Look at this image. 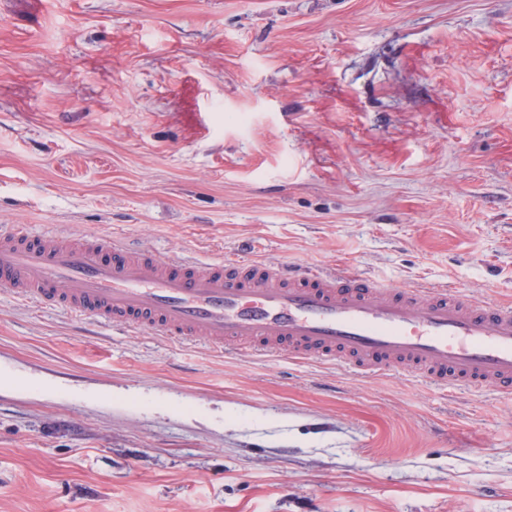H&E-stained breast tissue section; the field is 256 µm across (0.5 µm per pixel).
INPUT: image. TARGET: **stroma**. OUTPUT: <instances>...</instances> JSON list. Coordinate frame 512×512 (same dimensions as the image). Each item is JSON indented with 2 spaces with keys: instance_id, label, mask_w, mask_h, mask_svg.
I'll return each mask as SVG.
<instances>
[{
  "instance_id": "obj_1",
  "label": "stroma",
  "mask_w": 512,
  "mask_h": 512,
  "mask_svg": "<svg viewBox=\"0 0 512 512\" xmlns=\"http://www.w3.org/2000/svg\"><path fill=\"white\" fill-rule=\"evenodd\" d=\"M1 224L512 303V0H0ZM0 512H512V398L0 288Z\"/></svg>"
}]
</instances>
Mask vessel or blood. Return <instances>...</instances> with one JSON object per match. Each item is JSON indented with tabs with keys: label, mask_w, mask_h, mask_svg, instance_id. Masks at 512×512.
Masks as SVG:
<instances>
[{
	"label": "vessel or blood",
	"mask_w": 512,
	"mask_h": 512,
	"mask_svg": "<svg viewBox=\"0 0 512 512\" xmlns=\"http://www.w3.org/2000/svg\"><path fill=\"white\" fill-rule=\"evenodd\" d=\"M0 288L79 320L232 350L402 368L512 396V306L446 286L396 287L347 268L201 262L98 234L0 227Z\"/></svg>",
	"instance_id": "obj_1"
}]
</instances>
